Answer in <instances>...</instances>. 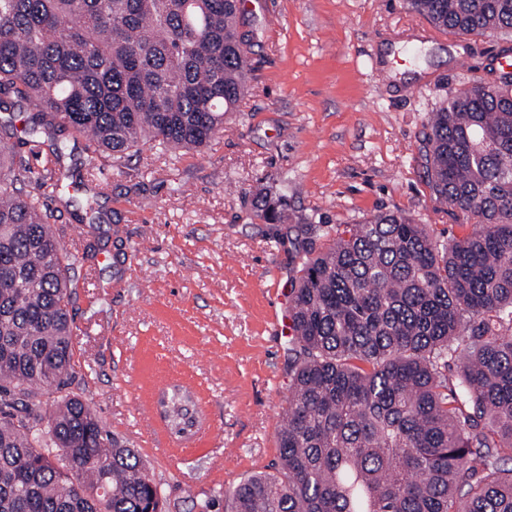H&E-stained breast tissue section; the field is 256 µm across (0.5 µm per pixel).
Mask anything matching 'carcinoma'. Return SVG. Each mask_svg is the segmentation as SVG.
I'll return each mask as SVG.
<instances>
[{"instance_id":"1","label":"carcinoma","mask_w":512,"mask_h":512,"mask_svg":"<svg viewBox=\"0 0 512 512\" xmlns=\"http://www.w3.org/2000/svg\"><path fill=\"white\" fill-rule=\"evenodd\" d=\"M238 0H0V105L26 101L21 144L60 128L91 160L199 151L244 96ZM437 28L512 34V0H408ZM437 199L476 220L438 239L385 212L336 228L300 265L289 305L290 397L278 462L224 491V512H512V73L448 96L423 133ZM0 153V512H167L138 452L68 385L70 270L48 199ZM100 187L79 221L96 225ZM285 200L253 211L282 221ZM176 436L191 392L163 393Z\"/></svg>"}]
</instances>
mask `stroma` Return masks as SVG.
Listing matches in <instances>:
<instances>
[{
  "instance_id": "stroma-1",
  "label": "stroma",
  "mask_w": 512,
  "mask_h": 512,
  "mask_svg": "<svg viewBox=\"0 0 512 512\" xmlns=\"http://www.w3.org/2000/svg\"><path fill=\"white\" fill-rule=\"evenodd\" d=\"M252 35L247 90L200 152L145 146L124 165L91 160L57 129L43 152L105 170L101 250L75 269L68 382L106 428L139 449L168 512H199L224 488L268 470L287 407L288 311L298 259L293 225L316 224L319 252L341 224L400 211L440 239L473 229L429 186L422 132L449 94L490 80L499 35L434 32L406 0H259L241 15ZM285 196L282 224L252 220L257 193ZM70 179L52 201L67 249L87 242ZM190 387L222 441L195 437L171 456L141 440L153 423L137 398Z\"/></svg>"
}]
</instances>
